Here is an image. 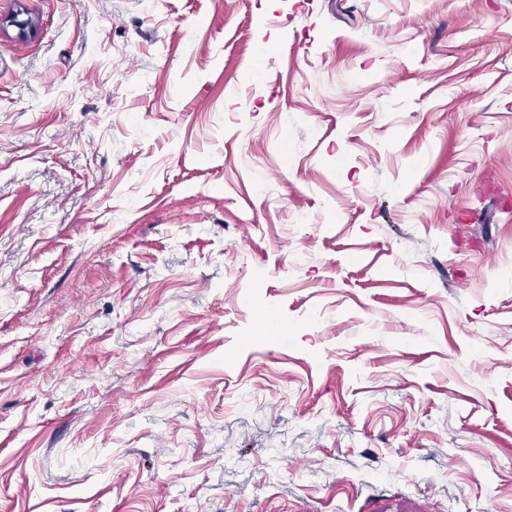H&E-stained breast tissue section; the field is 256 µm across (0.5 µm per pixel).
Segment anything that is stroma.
I'll use <instances>...</instances> for the list:
<instances>
[{
    "label": "stroma",
    "mask_w": 512,
    "mask_h": 512,
    "mask_svg": "<svg viewBox=\"0 0 512 512\" xmlns=\"http://www.w3.org/2000/svg\"><path fill=\"white\" fill-rule=\"evenodd\" d=\"M0 512H512V0H0Z\"/></svg>",
    "instance_id": "obj_1"
}]
</instances>
